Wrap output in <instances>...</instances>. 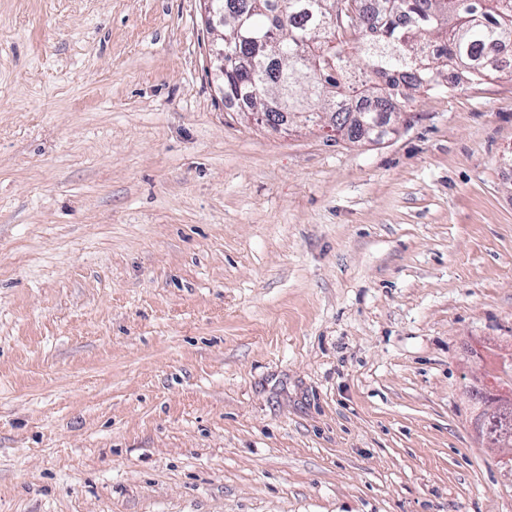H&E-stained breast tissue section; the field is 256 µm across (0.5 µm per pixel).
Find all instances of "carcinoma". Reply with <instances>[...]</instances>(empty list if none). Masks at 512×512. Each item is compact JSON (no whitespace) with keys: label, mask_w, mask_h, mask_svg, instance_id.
<instances>
[{"label":"carcinoma","mask_w":512,"mask_h":512,"mask_svg":"<svg viewBox=\"0 0 512 512\" xmlns=\"http://www.w3.org/2000/svg\"><path fill=\"white\" fill-rule=\"evenodd\" d=\"M331 0H224V99L258 111L341 117L353 103L370 117L398 112L421 90L445 92L456 79L492 76L494 55L512 41V0H375L374 15L332 21ZM351 30L367 68L357 79L343 40Z\"/></svg>","instance_id":"1"}]
</instances>
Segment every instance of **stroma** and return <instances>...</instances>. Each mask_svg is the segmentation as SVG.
Wrapping results in <instances>:
<instances>
[{
  "mask_svg": "<svg viewBox=\"0 0 512 512\" xmlns=\"http://www.w3.org/2000/svg\"><path fill=\"white\" fill-rule=\"evenodd\" d=\"M200 0H0V512H512V64L379 142L225 101ZM478 390L486 398V410L489 418L503 419L512 412V376L503 378L495 372H484L474 380L469 388ZM475 433L479 440L497 448V451L502 459L503 463L510 461V465L505 467V472L509 477L510 487L512 486V443L511 436L508 432H504L496 439L491 438L486 430H483L479 424H475Z\"/></svg>",
  "mask_w": 512,
  "mask_h": 512,
  "instance_id": "1",
  "label": "stroma"
}]
</instances>
